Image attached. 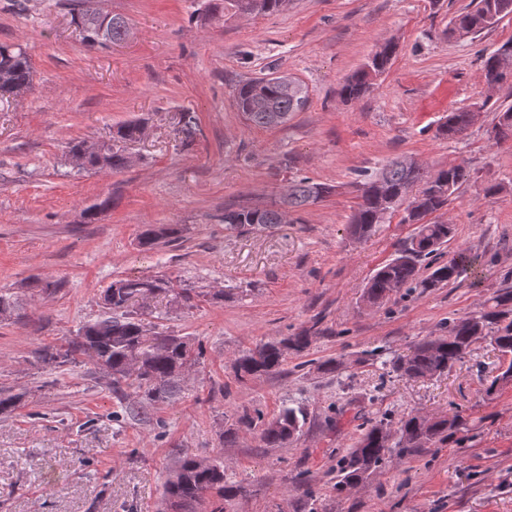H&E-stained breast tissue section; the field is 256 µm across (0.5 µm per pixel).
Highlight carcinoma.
Segmentation results:
<instances>
[{"mask_svg": "<svg viewBox=\"0 0 512 512\" xmlns=\"http://www.w3.org/2000/svg\"><path fill=\"white\" fill-rule=\"evenodd\" d=\"M238 8L250 14L278 11L285 0H235ZM512 15V0H473L448 23V34L464 38L497 24ZM99 12L82 4L73 16L83 45L89 50L108 47L126 40L130 35L127 20L112 15L108 28L99 30ZM396 55V45L387 42L379 47L370 60L344 83L341 95L347 101L357 100L382 76ZM500 60L493 53L484 60L485 77L494 76L508 92H512V75L497 72ZM34 70L28 53L17 46L0 44V98H9L31 91ZM295 79L270 72L245 81L235 88L238 111L252 126L274 128L287 123L302 111L308 101V90L302 83L292 86ZM468 111L448 113L440 124L437 136L453 140L455 132L470 126ZM142 123L130 121L116 126L101 152L86 157L85 169L121 171L128 167L126 144L138 136ZM498 141L512 138V106L497 109L493 126ZM470 170L463 164H450L433 173L419 166L406 169L398 160L383 164L361 183L359 202L352 214L349 229L365 237L376 231L395 214L406 199L409 189L417 188L412 204L419 212L417 227L409 241L396 255L380 266L361 291L360 299L369 308L381 307L395 292L417 288L430 291L442 288L457 279L472 266L476 257L459 252L443 261L442 248L454 237L455 227L427 217L443 210L458 190L469 181ZM383 180L389 197L381 198L376 182ZM333 187L307 177L296 178L288 187L292 210L310 205L311 199L330 196ZM283 223L278 205L242 207L224 210V224L231 230L266 229ZM180 229L173 224H150L138 237V246L151 249L161 242L171 243L179 238ZM427 274H421V268ZM146 293L156 296L174 295L183 306L192 308L200 294L193 288H176L172 281L160 277H137L112 282L104 291L103 311L97 320L84 324L64 346L45 345L38 351V361L46 367L60 368L88 359L108 379L114 390L128 388L140 395L142 407L130 410L136 417L144 408L171 403L179 399L182 381L195 366L204 362L201 342L168 331L148 332L142 313L134 302ZM18 308L17 298L7 288L0 289V317L12 316ZM315 333L302 330L280 340L261 343L248 349L235 361L236 378L242 382L269 374L281 367L288 351H304ZM481 338L489 339L493 349L508 362L505 370L490 380L484 394L493 395L498 388L512 383V289L499 291L482 310L454 318L448 331L429 336L408 353L399 354L384 362L389 371L408 379H425L447 373L472 350ZM21 396L0 389V414L15 411ZM307 414L299 406H284L267 419L243 411L222 432L223 439H234L239 430L258 431L261 440L274 447H284L296 440L306 424ZM466 426V419L455 412L439 417L407 414L393 423L375 420L361 429L351 448L336 464V493L366 482L379 469L395 459H402L424 448H440ZM240 491L224 481V462L204 459L189 452L183 453L170 469L164 484L163 497L168 512H197L207 496L219 499Z\"/></svg>", "mask_w": 512, "mask_h": 512, "instance_id": "cac0c4a2", "label": "carcinoma"}]
</instances>
